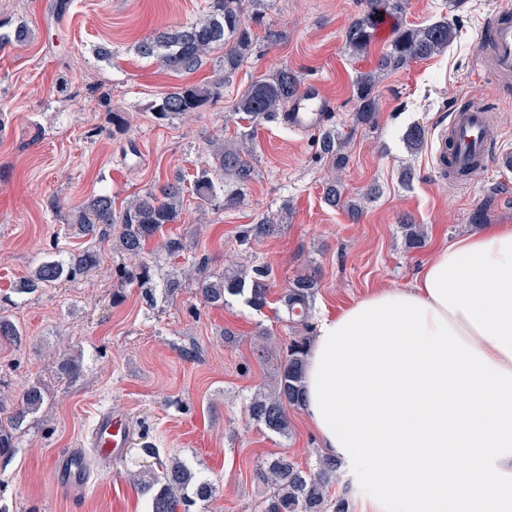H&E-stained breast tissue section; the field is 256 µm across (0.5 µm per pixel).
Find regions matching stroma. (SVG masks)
Here are the masks:
<instances>
[{"mask_svg": "<svg viewBox=\"0 0 512 512\" xmlns=\"http://www.w3.org/2000/svg\"><path fill=\"white\" fill-rule=\"evenodd\" d=\"M512 0H406L408 27L448 20L455 37L441 53L381 72L374 123L355 119L354 82L376 70L392 38L374 34L367 51L345 45L349 23L360 17L361 0H265L255 49L226 81L220 98L190 117L161 125L151 104L162 92L221 79L218 54L190 74H175L137 54L143 38L195 21L206 0H0V34L26 26V42L0 48V309L22 328L16 345L0 340V376L9 382L6 400L33 381L48 393L41 410L17 433L10 455L0 456V505L8 512H149L130 476L151 465L147 451L175 455L213 480L217 499L193 512H251L264 486L255 477L260 461L285 453L315 466L318 438L302 411L289 413L288 436L250 420L245 406L269 389L280 349L291 330L278 321V298L296 276L318 269L312 314L335 313L381 288L410 285L436 250L478 232L471 216L485 209L490 224H512V200L498 193L512 187V89L499 95L477 62L484 21ZM283 39L267 44L266 29ZM109 56L102 57L98 48ZM288 65L303 84H316L328 98L329 132L347 140L346 162L333 167L320 152V135L299 134L282 121L251 126L235 114L237 97L255 80ZM489 104L500 149L485 175L472 184L441 176L434 165L439 132L455 105ZM124 113L116 130L112 113ZM415 124L427 143L409 151L403 140ZM248 136L254 172L239 204L199 211L184 200L164 237L180 239L178 259H160L164 271L191 273L207 258L223 271L231 262L266 266L272 299L256 311L241 299L221 309L201 303L193 291L147 307L136 286H119L128 259L111 241L100 244L101 268L76 283L62 282L19 295L16 284L33 265L87 245L69 227L71 209L105 192L124 207L175 175L192 179L207 167L206 142H237ZM337 181L360 200L359 217L327 206L323 188ZM282 216L278 235L240 244L241 232L265 216ZM422 225V248H407L402 220ZM122 288L113 303V288ZM269 337L258 336L259 328ZM81 352L77 382L59 380L55 356ZM129 416L134 434L109 459L87 453V481L78 493L61 492L54 457L85 448L98 415Z\"/></svg>", "mask_w": 512, "mask_h": 512, "instance_id": "1", "label": "stroma"}]
</instances>
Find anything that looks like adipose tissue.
Returning <instances> with one entry per match:
<instances>
[{
    "instance_id": "1",
    "label": "adipose tissue",
    "mask_w": 512,
    "mask_h": 512,
    "mask_svg": "<svg viewBox=\"0 0 512 512\" xmlns=\"http://www.w3.org/2000/svg\"><path fill=\"white\" fill-rule=\"evenodd\" d=\"M304 390L323 454L369 512H512V224L324 314Z\"/></svg>"
}]
</instances>
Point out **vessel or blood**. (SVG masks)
Returning a JSON list of instances; mask_svg holds the SVG:
<instances>
[{"mask_svg":"<svg viewBox=\"0 0 512 512\" xmlns=\"http://www.w3.org/2000/svg\"><path fill=\"white\" fill-rule=\"evenodd\" d=\"M486 46L479 61L494 79L512 77V9L502 8L484 32ZM329 104L317 87L304 89L281 119L289 129L308 134L320 131L328 120ZM490 109L480 102L469 103L456 111L447 128L437 137L435 165L440 174L451 168L468 169L469 180L477 178L489 166L493 151L490 131ZM130 427L124 416L106 411L99 415L92 432L91 446L98 457L111 458L126 447ZM85 455L72 448L56 457L55 478L61 489L71 491L86 478Z\"/></svg>","mask_w":512,"mask_h":512,"instance_id":"1","label":"vessel or blood"}]
</instances>
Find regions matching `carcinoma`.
<instances>
[{
    "instance_id": "obj_1",
    "label": "carcinoma",
    "mask_w": 512,
    "mask_h": 512,
    "mask_svg": "<svg viewBox=\"0 0 512 512\" xmlns=\"http://www.w3.org/2000/svg\"><path fill=\"white\" fill-rule=\"evenodd\" d=\"M244 2L208 0V11L203 18L189 26L162 31L139 43L137 51L141 56L153 57L167 70L180 74L194 72L211 51H223L220 67L224 70V79L212 84L184 85L160 94L151 105L157 122L165 123L201 111L221 95L224 80L252 54L254 33L246 20ZM364 3L362 15L349 24L345 33L346 46L354 54L364 52L370 45L377 16L387 13L397 17L403 11L405 0H364ZM453 35V28L446 20L419 27L400 25L387 45L379 69H399L413 60L431 57L448 47ZM378 82L379 75L373 72L356 78L358 110L355 119L361 124L374 121L378 111ZM300 89L297 72L282 66L251 83L237 99L235 112L254 125L273 122L279 119L280 113L288 111ZM404 140L409 150H420L425 143V128L418 124L409 127ZM343 148L344 141L334 134L328 133L321 139L322 154L335 166L340 167L345 162ZM208 152L211 166L202 169L190 187L197 206L205 209L217 204L225 207L237 204L239 192L234 189L224 193V181L214 180L213 174L219 173L243 186L251 180L254 171L251 154L241 146L226 145L218 138L208 141ZM187 188L185 180L176 177L147 190L120 210L115 208L112 196L97 194L74 209L70 224L84 236L116 237L118 249L133 259L131 264L119 269L120 283L137 286L149 306L158 294L171 300L190 288L210 307L222 308L230 299L240 297L253 309L262 310L267 305L270 288V273L264 266L250 270L226 269L216 274L208 270L203 260L197 263L196 277L188 281L174 273L159 281L156 279L158 263L141 260L146 244L163 226L178 221ZM281 227L277 219H265L250 225L242 241L274 236ZM100 262L101 254L90 248L43 260L19 282L16 292L30 294L60 281L75 283ZM315 285L314 277L304 275L293 280L282 294L284 316L281 321L287 323L295 335L289 337L282 349L273 393L257 395L247 405L248 415L254 422L280 435L288 434V411L301 408L303 403L302 379L310 342L304 332L309 327ZM0 337L19 343L23 340V331L9 316L0 314ZM82 371L80 357L64 352L57 358L59 377L73 382L81 377ZM44 401L45 391L38 383H31L18 393L12 410L0 419V456L13 450L14 433L26 427L28 416L39 410ZM146 452L157 459L159 470L142 471L133 485L149 495L150 512H189V506L195 502L208 503L216 497L215 484L183 461L177 458L163 461L153 448ZM336 468V462L325 456L315 468L306 470L286 455L268 459L259 469V478L267 491L255 502L252 512H349L346 497L329 496V488L336 481Z\"/></svg>"
}]
</instances>
